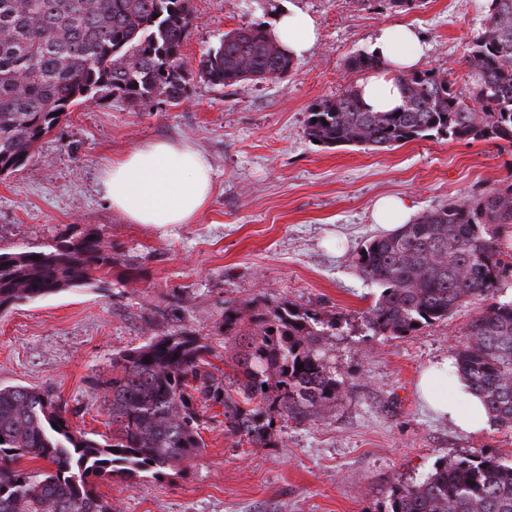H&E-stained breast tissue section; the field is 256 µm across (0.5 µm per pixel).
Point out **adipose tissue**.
<instances>
[{
  "label": "adipose tissue",
  "mask_w": 512,
  "mask_h": 512,
  "mask_svg": "<svg viewBox=\"0 0 512 512\" xmlns=\"http://www.w3.org/2000/svg\"><path fill=\"white\" fill-rule=\"evenodd\" d=\"M316 20L291 8L271 28L273 39L292 57L306 56L317 37ZM370 50L385 66L359 86L366 109L389 112L402 104L398 71L416 68L426 44L409 27L380 29ZM102 185L112 207L135 224L192 223L204 209L212 190V171L206 156L188 142L154 141L107 162ZM420 395L436 415L459 429L476 433L489 424L478 397L466 394L464 384L447 370L428 371L419 381Z\"/></svg>",
  "instance_id": "adipose-tissue-1"
}]
</instances>
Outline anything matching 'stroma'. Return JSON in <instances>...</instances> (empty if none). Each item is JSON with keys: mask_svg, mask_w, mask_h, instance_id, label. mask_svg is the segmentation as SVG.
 I'll use <instances>...</instances> for the list:
<instances>
[{"mask_svg": "<svg viewBox=\"0 0 512 512\" xmlns=\"http://www.w3.org/2000/svg\"><path fill=\"white\" fill-rule=\"evenodd\" d=\"M482 2L426 0L394 13L368 0H191L187 100L84 103L39 140L26 167L0 175L1 250H38L89 230L112 247L105 288L0 313V385L52 389L75 430L111 435L96 380L111 376L113 355L150 337L197 336L224 372L233 354L225 307L261 297L321 309L336 323L320 354L341 388L321 416L289 418L269 388L267 438L253 441L226 430L221 406L206 407L205 446L182 469L96 485L114 512H385L393 489L439 464L473 454L512 461V430L461 432L435 418L417 389L423 370L453 359L483 301L412 335L379 336L364 319L378 290L354 266L363 242L382 232L373 219L380 199H403L418 216L506 186L512 150L444 137L385 151L328 147L304 133L312 104L359 85L349 60L383 26L413 27L429 47L422 69L465 88ZM291 6L317 20L318 37L288 76L237 88L201 77V56L225 32L273 23ZM157 139L193 142L213 168L212 196L193 223L133 224L104 197L106 163Z\"/></svg>", "mask_w": 512, "mask_h": 512, "instance_id": "35a3bbf8", "label": "stroma"}]
</instances>
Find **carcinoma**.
<instances>
[{
	"instance_id": "cac0c4a2",
	"label": "carcinoma",
	"mask_w": 512,
	"mask_h": 512,
	"mask_svg": "<svg viewBox=\"0 0 512 512\" xmlns=\"http://www.w3.org/2000/svg\"><path fill=\"white\" fill-rule=\"evenodd\" d=\"M191 0H0V171L27 166L35 144L61 115L89 100L115 97L136 106L162 96L188 98L182 48L193 25ZM405 12L424 0H379ZM351 65L375 72L384 62L359 53ZM294 59L263 21L224 33L199 61L210 84L239 87L281 78ZM466 92L440 72L399 74L403 103L371 112L352 87L314 105L305 134L328 146L389 150L411 141H504L512 146V0H486L484 31L465 58ZM512 227V182L425 212L394 232L369 238L356 269L380 289L365 315L382 336H408L448 318L471 299L490 301L466 325L453 367L485 405L493 424L512 428V300L493 297L504 271L499 230ZM112 251L89 232L42 250L0 251V312L77 288H102ZM319 311L289 303L224 309L235 343L233 373L219 377L207 345L185 331L152 337L112 357L99 381L112 415L100 441L71 429L49 389L0 386V512H112L95 492L115 475L155 477L204 448L199 402L224 408L226 428L260 437L267 392L276 380L291 418L317 417L336 398L318 338ZM303 368H297V365ZM49 470H27L22 459ZM388 512H512V463L472 455L444 463L423 481L393 490Z\"/></svg>"
}]
</instances>
